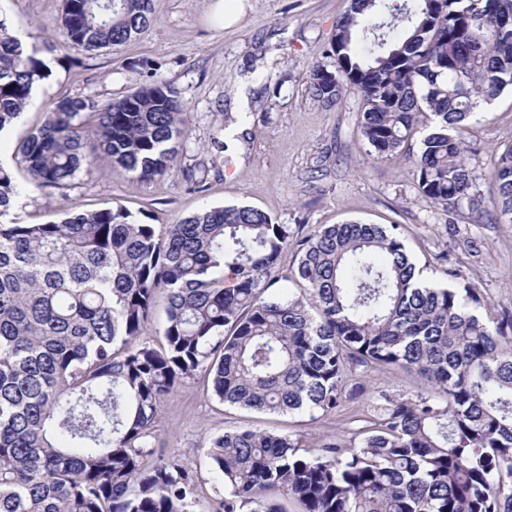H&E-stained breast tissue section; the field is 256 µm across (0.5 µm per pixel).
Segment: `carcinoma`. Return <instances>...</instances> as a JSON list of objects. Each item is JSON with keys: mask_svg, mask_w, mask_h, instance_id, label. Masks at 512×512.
I'll return each mask as SVG.
<instances>
[{"mask_svg": "<svg viewBox=\"0 0 512 512\" xmlns=\"http://www.w3.org/2000/svg\"><path fill=\"white\" fill-rule=\"evenodd\" d=\"M506 12L512 0H350L330 43L336 68L308 64L309 93L328 108L356 89L371 156L406 151L422 197L474 205L456 132L512 85ZM153 21V0H64L61 45L120 46ZM49 75L1 19L0 132ZM186 134L178 92L152 81L105 105L62 98L20 152L37 189L101 161L147 181L175 168ZM492 178V206L512 224V148ZM17 194L0 165V512H197L199 478L152 432L184 379L207 375L229 406L315 420L358 396L365 372L392 368L432 391L380 392L362 426L311 455L257 429L213 436L214 512H284L273 489L301 512H512V317L470 285L418 283L399 225L321 224L298 239L239 205L163 235L121 207L5 223ZM289 248L296 266L282 275ZM292 279L297 291H271ZM160 294L158 349L147 335Z\"/></svg>", "mask_w": 512, "mask_h": 512, "instance_id": "1", "label": "carcinoma"}]
</instances>
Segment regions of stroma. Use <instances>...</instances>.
<instances>
[{
  "label": "stroma",
  "mask_w": 512,
  "mask_h": 512,
  "mask_svg": "<svg viewBox=\"0 0 512 512\" xmlns=\"http://www.w3.org/2000/svg\"><path fill=\"white\" fill-rule=\"evenodd\" d=\"M216 2L154 0L147 31L116 49L84 53L58 46L63 0H0V18L39 48L51 68L20 122L0 133V164L19 186L9 220L41 224L71 207H122L162 230L206 206L247 205L291 227L396 224L428 281L472 285L488 304L512 313V225L501 223L491 205L496 156L512 147V87L492 101L481 122L460 131L471 147L467 159L480 204L448 212L418 193L411 158L371 157L357 92L330 109L308 92L303 69L317 61L334 67L327 49L349 0H250L246 15L229 29L212 18ZM153 80L171 84L185 104L187 136L171 173L143 182L101 164L63 189L28 188L20 147L54 101L71 96L103 105ZM242 87L249 97L245 130L228 143L225 131L236 121L233 100ZM427 388L424 378L403 369L372 372L340 412L313 420L220 403L210 379L197 375L163 400L154 431L181 466L205 477L207 510L224 493L204 455L210 435L257 428L299 439L305 454L347 434L378 391L408 395Z\"/></svg>",
  "instance_id": "1"
}]
</instances>
